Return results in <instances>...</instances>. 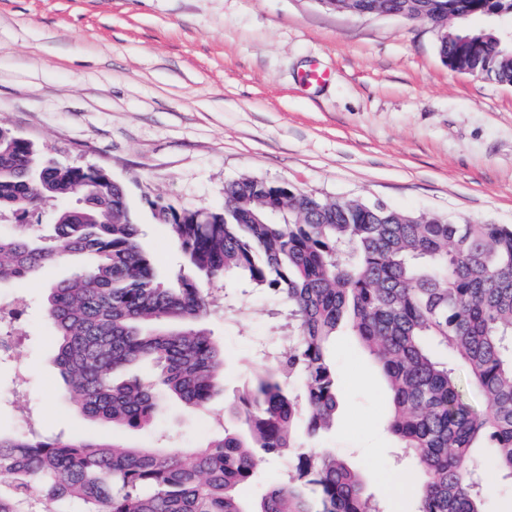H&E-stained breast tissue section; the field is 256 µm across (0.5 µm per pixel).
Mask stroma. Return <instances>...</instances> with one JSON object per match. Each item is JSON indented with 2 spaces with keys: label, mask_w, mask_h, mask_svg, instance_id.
<instances>
[{
  "label": "stroma",
  "mask_w": 512,
  "mask_h": 512,
  "mask_svg": "<svg viewBox=\"0 0 512 512\" xmlns=\"http://www.w3.org/2000/svg\"><path fill=\"white\" fill-rule=\"evenodd\" d=\"M325 84H310L311 70ZM0 126L65 165H94L123 184L143 248L160 274L183 263L146 204L220 209L227 182H285L329 199L414 214L512 225V87L445 64L424 22L333 11L319 0H0ZM69 263L0 283L23 304L19 341L0 361V432L108 440L112 426L79 414L52 364L45 305ZM209 315L224 380L206 410L169 399L132 446L209 441L224 403L277 345L268 292ZM340 408L318 442L359 471L388 512H409L380 474L417 478L397 460L384 377L354 337L329 348ZM368 384H359V374Z\"/></svg>",
  "instance_id": "obj_1"
}]
</instances>
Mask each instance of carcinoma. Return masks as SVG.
<instances>
[{
    "instance_id": "1",
    "label": "carcinoma",
    "mask_w": 512,
    "mask_h": 512,
    "mask_svg": "<svg viewBox=\"0 0 512 512\" xmlns=\"http://www.w3.org/2000/svg\"><path fill=\"white\" fill-rule=\"evenodd\" d=\"M340 11H396L448 27L439 53L463 74L512 86V42L475 17L512 16V0H333ZM76 197L43 233H0V281L37 276L81 258L49 288L55 365L77 410L114 429H145L166 387L202 409L224 373V350L199 327L215 306L203 283L230 277L280 300L281 350L224 406V428L195 448L128 446L29 430L0 434V512H385L342 458L307 454L339 407L327 345L349 329L381 367L389 431L414 460L415 512H485L492 476L512 480V227L419 216L326 199L287 183L243 177L224 185V208L179 210L148 200L184 259L161 280L139 242L123 185L47 159L31 144L0 142V211ZM148 360L154 380L117 381ZM480 398L475 405L470 394ZM482 440L490 456L474 453ZM287 459V479L257 501L243 488L262 459Z\"/></svg>"
}]
</instances>
